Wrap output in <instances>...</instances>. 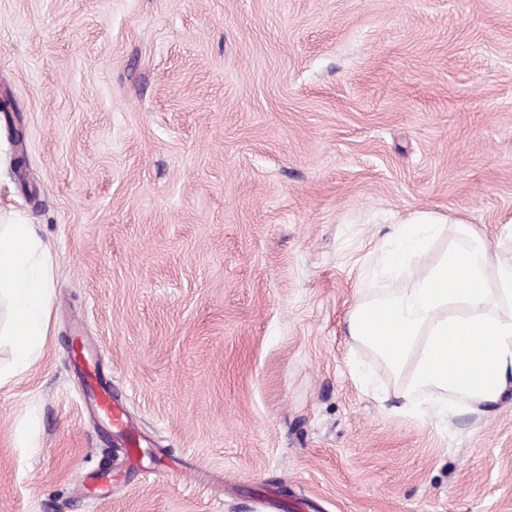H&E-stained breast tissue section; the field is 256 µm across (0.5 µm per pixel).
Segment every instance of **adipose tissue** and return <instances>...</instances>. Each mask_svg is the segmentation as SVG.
Segmentation results:
<instances>
[{
    "mask_svg": "<svg viewBox=\"0 0 512 512\" xmlns=\"http://www.w3.org/2000/svg\"><path fill=\"white\" fill-rule=\"evenodd\" d=\"M402 287L366 291L347 333L403 380L405 405L443 415L496 406L512 390V261L463 219L418 212L380 247ZM55 256L18 213L0 216V387L41 358Z\"/></svg>",
    "mask_w": 512,
    "mask_h": 512,
    "instance_id": "adipose-tissue-1",
    "label": "adipose tissue"
}]
</instances>
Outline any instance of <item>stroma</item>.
<instances>
[{
  "label": "stroma",
  "instance_id": "obj_1",
  "mask_svg": "<svg viewBox=\"0 0 512 512\" xmlns=\"http://www.w3.org/2000/svg\"><path fill=\"white\" fill-rule=\"evenodd\" d=\"M419 211L512 256V0H0V213L56 255L0 512H512V397L408 414L346 334ZM73 336L161 476L109 444Z\"/></svg>",
  "mask_w": 512,
  "mask_h": 512
}]
</instances>
